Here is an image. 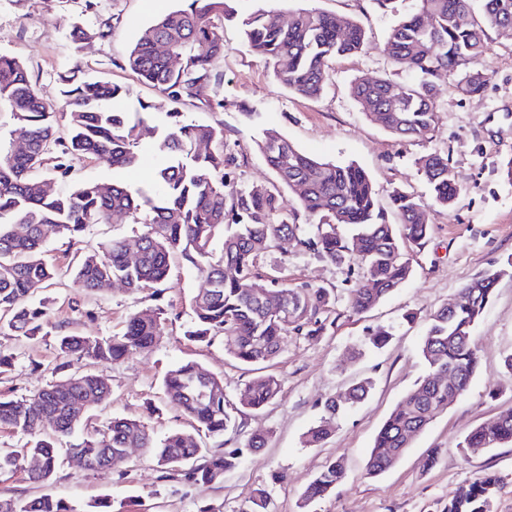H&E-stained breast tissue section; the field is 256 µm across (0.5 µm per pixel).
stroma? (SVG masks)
Instances as JSON below:
<instances>
[{"instance_id":"obj_1","label":"stroma","mask_w":512,"mask_h":512,"mask_svg":"<svg viewBox=\"0 0 512 512\" xmlns=\"http://www.w3.org/2000/svg\"><path fill=\"white\" fill-rule=\"evenodd\" d=\"M82 4L0 0V54L26 65L38 95L53 108L63 105L59 74L77 66L98 80L128 88L131 100L166 110L163 97L142 82L125 58L140 30L175 8L176 0H99L97 12L86 16ZM287 6L352 17L364 26L367 40L361 52L336 58L324 95L308 99L279 86L271 67L248 50L241 26L225 22L224 57L216 66L221 83L203 89L200 101L187 103L182 113L192 123L223 124L239 183H274L255 145L262 130L271 127L313 156L359 165L373 180L381 206H388L396 186L429 199L415 160L435 150L447 153L462 187L460 195L452 205L430 211L433 231L425 244L404 247L403 256L412 267L409 280L362 315L353 314L349 306L350 293L360 282L356 263L324 262L292 241L281 242L260 259L262 274L291 285L328 288L336 302L323 334L292 333L286 338L282 354L269 368L281 384L276 401L263 410L240 413L238 430L224 436L228 448L243 446L254 432L265 433L267 444L222 481L187 484L162 476L145 449L135 448L128 459L106 470L64 460L45 484L31 482L22 470L2 473L0 498L52 494L90 503L134 496L144 512H199L207 505L218 512H239L252 492L263 488L271 512H298L303 490L326 460L335 458L343 462L346 479L308 512H444L450 495L486 472L500 478L492 512H512V444L468 454L458 447L472 428L512 411V371L504 365L512 354V175L507 172L512 164V36L489 31L483 61L488 81L480 94H461L455 81H448L431 133L400 139L370 121L349 93L353 79L388 71L383 47L393 16L375 0H288ZM78 18L94 26L108 24L107 36L73 47L69 33ZM214 97L223 106L212 111L204 102ZM73 254L64 237L51 239L45 247L46 259L63 272L53 285L34 292L35 299L48 302L50 335L29 340L0 330V353L13 357L0 374V394L31 395L59 380L55 368L64 362L75 370L90 368L112 385L111 399L95 411L91 426L136 417L162 439L174 431L193 430L192 421L166 403L160 390L169 368L193 361L223 376L225 399L237 404L254 373L229 358L221 342L207 346L184 337L189 302L202 281L181 256L172 257L169 278L156 298L118 282L93 295L82 293L65 274ZM495 270L502 277L472 333L481 366L468 390L436 416L394 467L368 475L366 462L377 432L424 373L420 346L430 315L453 302L473 278ZM158 304L166 310L162 336L152 348L120 363L94 365L64 357L56 347L59 334L120 333L132 314ZM381 328L392 331L390 342L380 349L367 347L366 337ZM362 379L372 383L365 401L339 418L335 432L320 447H304L303 436L318 421L325 400Z\"/></svg>"}]
</instances>
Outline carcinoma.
<instances>
[{"mask_svg": "<svg viewBox=\"0 0 512 512\" xmlns=\"http://www.w3.org/2000/svg\"><path fill=\"white\" fill-rule=\"evenodd\" d=\"M183 6L159 15L130 47L126 64L165 98L170 109L159 118L153 105L137 102L119 111L110 103L128 96L120 85L92 79L60 80L68 134L56 133V111L38 95L27 69L18 59L0 55V112L10 115L13 129L0 134V328L33 338L48 325V308L34 302L35 289L50 285L57 268L44 258V246L56 236L81 242L93 224L123 214L144 225L136 236L138 257L130 259V241L114 238L98 250L74 256L73 286L94 293L120 282L132 291L162 284L170 259L179 254L203 279L191 300L185 336L194 342L215 339L238 362L256 366L280 355L288 333L317 336L326 330L323 314L334 304L332 291L322 286L290 287L278 276L262 277L260 258L282 240H293L320 259L341 264L356 254L360 284L353 289L350 307L356 314L373 309L410 277L402 257L405 243L423 244L432 225L428 205L396 187L391 210L403 233L385 216L368 174L353 164L339 165L313 157L290 142L279 130H263L257 149L277 181L295 195L298 207L283 205L282 197L263 183L240 186L236 157L224 139V125L186 123L180 106L199 99L203 88L218 84L216 63L224 57L221 29L234 17L231 0H181ZM262 6L240 20L247 46L272 65L277 83L296 95L320 97L334 59L359 52L365 30L355 19L314 9L290 10L260 0ZM397 14L384 53L394 68L405 66L417 75L399 84L387 73L360 77L350 95L371 121L390 134L424 137L432 131L437 101L449 76L457 88L472 95L484 87L482 60L488 51L487 30L512 33V0H416V9L399 14L398 0H376ZM98 27L76 24L75 42L106 35ZM180 59L175 66L172 59ZM154 139L164 156L153 185L133 188L79 182L58 191L46 188L55 179H71L69 160L80 155L105 162L114 170H131L141 161L140 142ZM26 140L23 150L14 143ZM434 204L448 206L461 191L448 155L433 151L416 161ZM312 223H299L300 213ZM503 271L486 272L461 288L452 310L443 307L429 318L421 346L425 374L406 394L379 429L366 463L368 474L379 475L399 461L425 430L434 415L448 408V394L461 396L480 368L472 332L488 306ZM269 292L283 294L282 311L267 307ZM165 317L157 305L134 313L123 332L109 337L62 334L59 351L94 363L114 364L151 348L162 335ZM162 387L168 403L196 424L197 431L219 445L224 434L238 428L233 409L224 399V379L192 361L169 369ZM369 382L360 381L346 392L327 399L318 423L304 436V446L319 447L335 431L336 415L363 400ZM280 392L274 376L249 382L239 404L258 410ZM112 387L91 371L73 372L28 396L0 395V427L27 438L22 450L0 453V473L24 468L38 458L42 465L27 471L33 482L51 480L57 465L55 439L70 437L87 426V412L106 403ZM512 442V412L473 428L462 448H490ZM266 444L253 434L241 448L219 450L193 435L173 432L157 441L139 418L115 417L100 430L67 448L86 458L92 470L120 462L121 449L145 448L161 472L190 484L218 482L237 467L248 451ZM338 460L328 463L303 491L299 508L332 493L344 481ZM499 478L487 472L458 489L445 512H489ZM264 490H255L240 512H270ZM0 512H89L77 502L44 495L0 500Z\"/></svg>", "mask_w": 512, "mask_h": 512, "instance_id": "cac0c4a2", "label": "carcinoma"}]
</instances>
